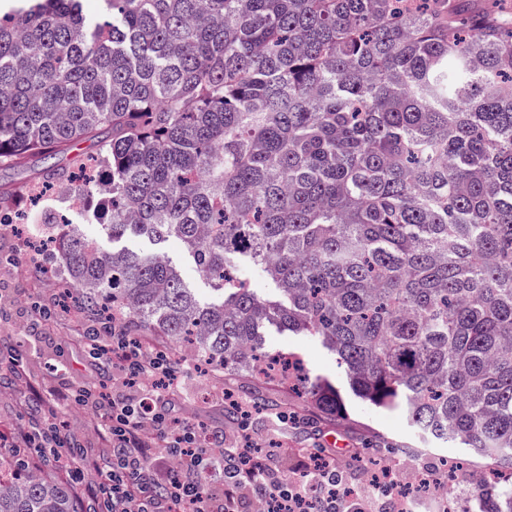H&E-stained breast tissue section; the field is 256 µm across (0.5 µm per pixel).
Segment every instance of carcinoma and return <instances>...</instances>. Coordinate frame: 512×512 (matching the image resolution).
Here are the masks:
<instances>
[{
	"mask_svg": "<svg viewBox=\"0 0 512 512\" xmlns=\"http://www.w3.org/2000/svg\"><path fill=\"white\" fill-rule=\"evenodd\" d=\"M468 0H16L0 13V161L112 130L83 169L108 240L47 224L86 310L259 375L314 336L352 394L512 471V17ZM276 284L264 299L236 275ZM302 401L340 418L327 379ZM0 512H76L0 448ZM512 512V484L479 489ZM114 248L160 252L181 268L185 280L191 288H195L200 297L206 298L209 295L208 288L210 287L207 280L199 273L193 261L184 255L182 248L176 242L170 241L162 245H152L146 239L128 237L114 243Z\"/></svg>",
	"mask_w": 512,
	"mask_h": 512,
	"instance_id": "cac0c4a2",
	"label": "carcinoma"
}]
</instances>
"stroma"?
I'll use <instances>...</instances> for the list:
<instances>
[{"instance_id": "obj_1", "label": "stroma", "mask_w": 512, "mask_h": 512, "mask_svg": "<svg viewBox=\"0 0 512 512\" xmlns=\"http://www.w3.org/2000/svg\"><path fill=\"white\" fill-rule=\"evenodd\" d=\"M106 131L81 139L51 158L30 156L20 163H0V191L23 193L25 186L42 178L49 166L76 170L80 160L96 153ZM82 184L73 179L52 184L46 198L28 205L14 223L0 226V361L18 360L19 374L0 369V432L21 437L31 417L55 413L59 425L89 447L102 445L98 423L84 407L58 400V392L73 390L86 380L100 383L103 391L122 390L121 374L111 365L94 370L84 352L83 334L89 316L77 291L60 274L53 251L32 253V229L70 217L71 204ZM145 352L167 350L183 363L175 383L181 397V417L207 433H222L225 443L236 439V424L224 409L225 395L253 408V444L280 459L288 478L312 467L318 449L328 448L350 486H357L364 468L387 469L411 491L414 512H445L456 500L460 512H481L476 496L489 460L465 454L422 436L399 409L387 410L361 402L348 390L342 369L312 338L273 335L268 350L293 354L313 376L329 377L343 392L346 413L339 421L324 419L304 405L287 380H257L224 374L197 363L190 350L147 329H135ZM287 413V426L275 425L265 403ZM427 469L441 473L439 490L420 487L415 478Z\"/></svg>"}]
</instances>
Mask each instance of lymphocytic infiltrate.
Segmentation results:
<instances>
[{"instance_id": "obj_1", "label": "lymphocytic infiltrate", "mask_w": 512, "mask_h": 512, "mask_svg": "<svg viewBox=\"0 0 512 512\" xmlns=\"http://www.w3.org/2000/svg\"><path fill=\"white\" fill-rule=\"evenodd\" d=\"M85 345L99 363L118 359L126 383L137 389L132 397L109 396L90 382L65 395L66 401L93 409L112 450L111 467L100 468L93 449L68 439L49 420L24 444L65 449L66 471L73 478L96 474L105 512H235V497L244 490L263 501L267 512H344L346 481L330 461L315 465L316 483L306 490L300 481L277 478V458L253 460L247 452L249 412L238 418L239 445L210 454L206 435L179 417L171 383L181 363L170 353L143 354L120 324L99 321L90 326ZM160 448L180 459L163 477L150 464Z\"/></svg>"}]
</instances>
